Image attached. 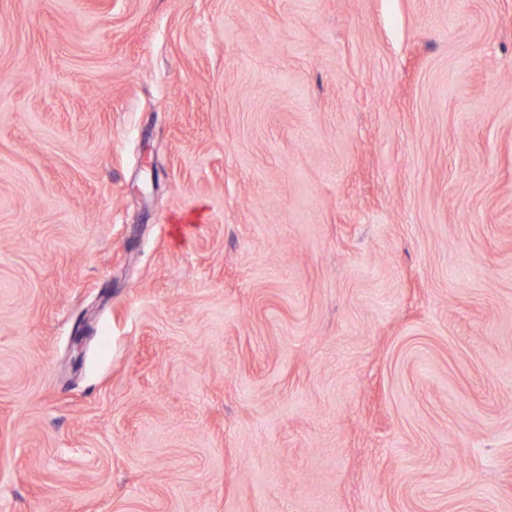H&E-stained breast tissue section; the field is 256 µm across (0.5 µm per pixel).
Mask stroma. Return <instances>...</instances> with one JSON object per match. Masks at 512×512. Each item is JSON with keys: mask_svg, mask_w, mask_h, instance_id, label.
<instances>
[{"mask_svg": "<svg viewBox=\"0 0 512 512\" xmlns=\"http://www.w3.org/2000/svg\"><path fill=\"white\" fill-rule=\"evenodd\" d=\"M0 512H512V0H0Z\"/></svg>", "mask_w": 512, "mask_h": 512, "instance_id": "obj_1", "label": "stroma"}]
</instances>
